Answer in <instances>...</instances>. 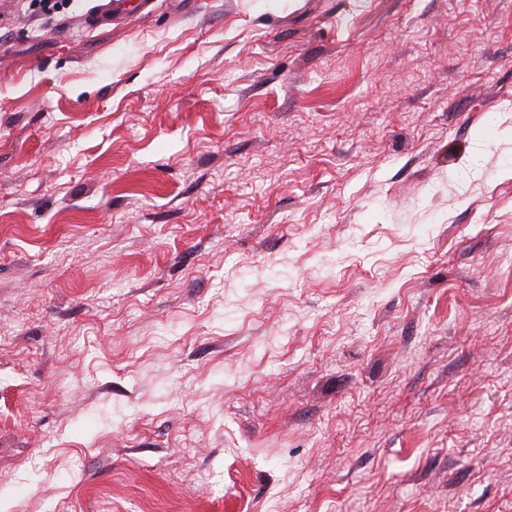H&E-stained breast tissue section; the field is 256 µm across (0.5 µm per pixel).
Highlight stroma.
Returning <instances> with one entry per match:
<instances>
[{"label": "stroma", "instance_id": "obj_1", "mask_svg": "<svg viewBox=\"0 0 512 512\" xmlns=\"http://www.w3.org/2000/svg\"><path fill=\"white\" fill-rule=\"evenodd\" d=\"M0 0V512H512V0Z\"/></svg>", "mask_w": 512, "mask_h": 512}]
</instances>
